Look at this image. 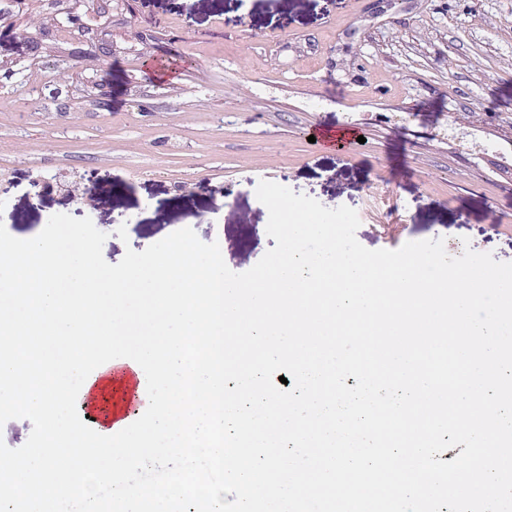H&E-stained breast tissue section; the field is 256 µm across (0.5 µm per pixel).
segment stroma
<instances>
[{
    "mask_svg": "<svg viewBox=\"0 0 512 512\" xmlns=\"http://www.w3.org/2000/svg\"><path fill=\"white\" fill-rule=\"evenodd\" d=\"M368 3L114 0L98 73L79 68L68 25L39 55L0 27V224L23 239L58 213L90 218L111 264L189 227L241 273L276 245L255 194L270 180L355 209L365 248L441 238L449 255L512 262V168L445 127L473 113L512 141V0ZM174 48L189 65L150 72ZM353 124L364 144L309 140ZM62 170L94 177L92 206L36 195L31 174Z\"/></svg>",
    "mask_w": 512,
    "mask_h": 512,
    "instance_id": "35a3bbf8",
    "label": "stroma"
}]
</instances>
